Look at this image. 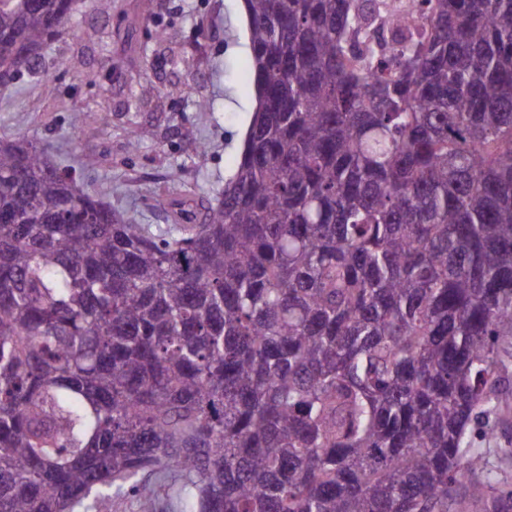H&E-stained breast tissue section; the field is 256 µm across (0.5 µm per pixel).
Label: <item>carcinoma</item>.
Returning a JSON list of instances; mask_svg holds the SVG:
<instances>
[{"instance_id": "cac0c4a2", "label": "carcinoma", "mask_w": 512, "mask_h": 512, "mask_svg": "<svg viewBox=\"0 0 512 512\" xmlns=\"http://www.w3.org/2000/svg\"><path fill=\"white\" fill-rule=\"evenodd\" d=\"M74 0H0V85ZM203 221L0 139V512H512V0H243ZM505 425L497 441H488L482 436L481 430L475 429L468 434L474 448H512V404L504 410Z\"/></svg>"}]
</instances>
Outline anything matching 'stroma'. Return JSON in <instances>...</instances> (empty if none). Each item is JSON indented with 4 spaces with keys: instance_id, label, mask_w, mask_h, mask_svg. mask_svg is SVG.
<instances>
[{
    "instance_id": "stroma-1",
    "label": "stroma",
    "mask_w": 512,
    "mask_h": 512,
    "mask_svg": "<svg viewBox=\"0 0 512 512\" xmlns=\"http://www.w3.org/2000/svg\"><path fill=\"white\" fill-rule=\"evenodd\" d=\"M161 28L178 30L179 43H157ZM61 58L69 65L59 70ZM43 68L52 94L36 74L0 87V136L36 138L137 224L169 223L166 200L223 191L256 105L241 0H112L106 17L79 0ZM137 126L153 138L133 151ZM88 157L95 167H84Z\"/></svg>"
}]
</instances>
